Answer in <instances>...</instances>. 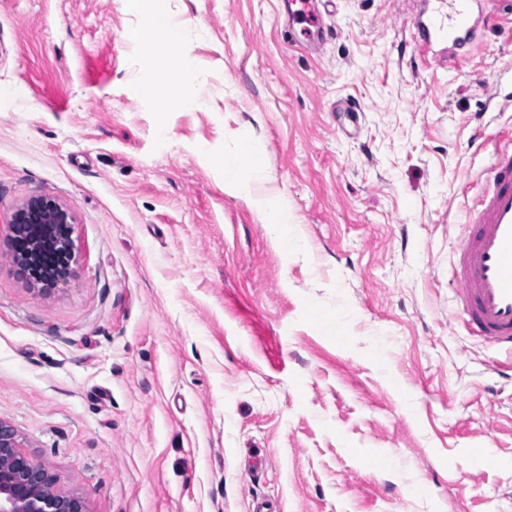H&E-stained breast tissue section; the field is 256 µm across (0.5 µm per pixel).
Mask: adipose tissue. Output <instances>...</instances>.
<instances>
[{"label": "adipose tissue", "mask_w": 512, "mask_h": 512, "mask_svg": "<svg viewBox=\"0 0 512 512\" xmlns=\"http://www.w3.org/2000/svg\"><path fill=\"white\" fill-rule=\"evenodd\" d=\"M129 6L143 14L141 26L132 33L131 39L155 64L154 72L144 86L146 93L170 102L200 103L201 98L191 82L175 79L165 67L166 61L171 58L179 59L185 67L190 64L182 37L183 23L165 13L144 9L143 0H129ZM260 150L259 141L251 134L241 135L236 153L217 160L218 165L232 169L225 184L239 197L255 200L261 224L270 229L277 240L299 244L298 227L281 196L269 193L259 197L255 194L258 186L273 180L271 173L258 161ZM244 169L249 172L245 179L240 176Z\"/></svg>", "instance_id": "obj_1"}]
</instances>
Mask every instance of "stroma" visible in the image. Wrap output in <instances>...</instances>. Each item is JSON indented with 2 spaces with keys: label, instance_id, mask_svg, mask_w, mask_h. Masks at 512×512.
Wrapping results in <instances>:
<instances>
[{
  "label": "stroma",
  "instance_id": "1",
  "mask_svg": "<svg viewBox=\"0 0 512 512\" xmlns=\"http://www.w3.org/2000/svg\"><path fill=\"white\" fill-rule=\"evenodd\" d=\"M147 6L203 106L144 94L128 0H0V418L87 512H512V356L450 284L512 134V0L430 63L418 0H329L316 55L282 0ZM245 131L301 246L224 187ZM31 197L73 221L46 292L11 259Z\"/></svg>",
  "mask_w": 512,
  "mask_h": 512
}]
</instances>
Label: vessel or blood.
<instances>
[{
	"label": "vessel or blood",
	"instance_id": "1",
	"mask_svg": "<svg viewBox=\"0 0 512 512\" xmlns=\"http://www.w3.org/2000/svg\"><path fill=\"white\" fill-rule=\"evenodd\" d=\"M483 0H448L446 21L417 18L416 48L428 54L439 41L464 50L498 18L483 10ZM288 20L300 25L309 45L322 38L317 0H288ZM455 297L470 335L512 353V149L499 148L492 159L478 203L469 212L463 241L452 268Z\"/></svg>",
	"mask_w": 512,
	"mask_h": 512
}]
</instances>
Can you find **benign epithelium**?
I'll return each mask as SVG.
<instances>
[{
    "label": "benign epithelium",
    "instance_id": "benign-epithelium-1",
    "mask_svg": "<svg viewBox=\"0 0 512 512\" xmlns=\"http://www.w3.org/2000/svg\"><path fill=\"white\" fill-rule=\"evenodd\" d=\"M72 216L61 204L43 197L27 199L14 213L12 242L20 243L13 262L23 275L35 265L50 269L51 286L66 281L69 266L51 268V259L73 255ZM26 439L0 419V512H87L85 499L55 488L56 479L24 451Z\"/></svg>",
    "mask_w": 512,
    "mask_h": 512
}]
</instances>
